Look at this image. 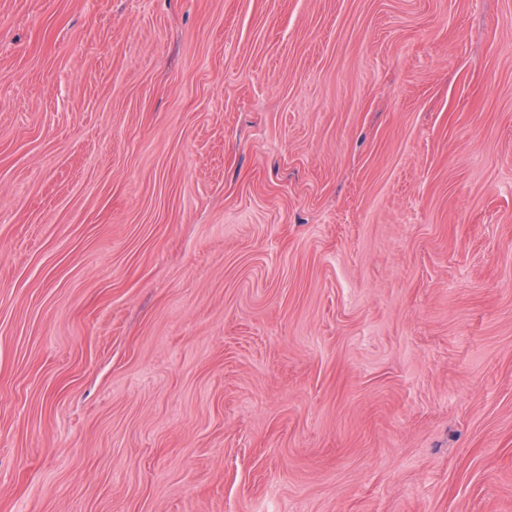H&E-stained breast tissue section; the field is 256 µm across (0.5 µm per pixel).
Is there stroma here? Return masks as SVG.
Returning <instances> with one entry per match:
<instances>
[{
  "instance_id": "1",
  "label": "stroma",
  "mask_w": 512,
  "mask_h": 512,
  "mask_svg": "<svg viewBox=\"0 0 512 512\" xmlns=\"http://www.w3.org/2000/svg\"><path fill=\"white\" fill-rule=\"evenodd\" d=\"M0 512H512V0H0Z\"/></svg>"
}]
</instances>
